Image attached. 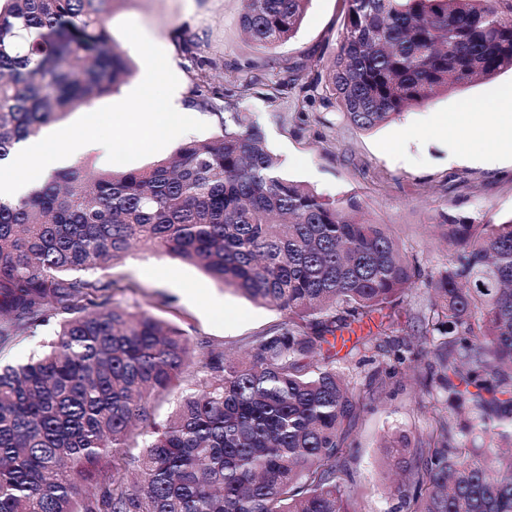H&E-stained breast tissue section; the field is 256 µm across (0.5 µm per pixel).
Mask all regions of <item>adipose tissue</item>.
Masks as SVG:
<instances>
[{
    "label": "adipose tissue",
    "mask_w": 512,
    "mask_h": 512,
    "mask_svg": "<svg viewBox=\"0 0 512 512\" xmlns=\"http://www.w3.org/2000/svg\"><path fill=\"white\" fill-rule=\"evenodd\" d=\"M143 140L179 141L190 136L193 115L180 102L178 92H170L163 105L145 103L135 113ZM116 145L99 137L95 125L76 128L70 133L49 132L43 137L17 145L12 160L0 165V197L19 198L32 186L46 182L53 171L73 167L90 153L112 161Z\"/></svg>",
    "instance_id": "obj_1"
}]
</instances>
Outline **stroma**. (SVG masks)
I'll use <instances>...</instances> for the list:
<instances>
[{"instance_id":"obj_1","label":"stroma","mask_w":512,"mask_h":512,"mask_svg":"<svg viewBox=\"0 0 512 512\" xmlns=\"http://www.w3.org/2000/svg\"><path fill=\"white\" fill-rule=\"evenodd\" d=\"M344 9V0H308L294 36L271 47L242 32L241 0H114L107 26L123 47L135 34L148 39L159 64L152 88L158 97L171 83L190 97L196 74L185 69L182 49L191 47L208 63L207 83L229 96L232 111L244 122L259 124L268 149L290 178L333 199L357 196L369 218L390 225L404 252L427 269L438 268L449 250L437 229L442 216L496 223L512 217V156L498 150L499 142L512 140V124L499 126L484 142L483 159L454 164L448 156L457 140L447 126L451 118L481 124L478 105L512 87V72L439 93L373 130L360 129L339 108L323 104ZM135 63L138 71L131 79L70 112L57 128L95 119L100 135L115 137L113 113L137 109L134 91L145 61L139 56ZM293 65L303 66L317 85L282 86L279 99L269 100V85L279 84ZM250 79L255 82L251 93L237 96L238 85ZM99 278L121 281V289L110 293L112 304L227 345L284 319L283 313L253 303L199 268L146 248L133 250ZM431 403L421 392L418 369L405 364L398 368L396 384L362 412L347 449L360 512H387L390 506L383 493L382 434L399 427L414 439L426 435L432 428Z\"/></svg>"}]
</instances>
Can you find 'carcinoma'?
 <instances>
[{
  "instance_id": "carcinoma-1",
  "label": "carcinoma",
  "mask_w": 512,
  "mask_h": 512,
  "mask_svg": "<svg viewBox=\"0 0 512 512\" xmlns=\"http://www.w3.org/2000/svg\"><path fill=\"white\" fill-rule=\"evenodd\" d=\"M113 0H0V160L132 75L107 30ZM308 0H243L242 27L274 45ZM328 104L372 130L436 93L512 70V0H345ZM224 133L153 166L74 168L0 201V355L57 321L45 349L0 367V512H351L345 449L385 391L359 386L349 357L402 363L413 337L435 430L383 445L408 482L397 512H512V453L463 454L478 427L512 445V219L442 216L448 263L427 271L356 196L332 200L288 178L261 129L198 91ZM140 245L195 265L286 319L240 341L195 342L110 303L89 274ZM427 288L413 326L400 299ZM377 321L346 356L336 333ZM180 392L163 422L158 402ZM467 417L455 419L448 408ZM151 428L128 478L127 448ZM107 464L81 488L84 464Z\"/></svg>"
}]
</instances>
